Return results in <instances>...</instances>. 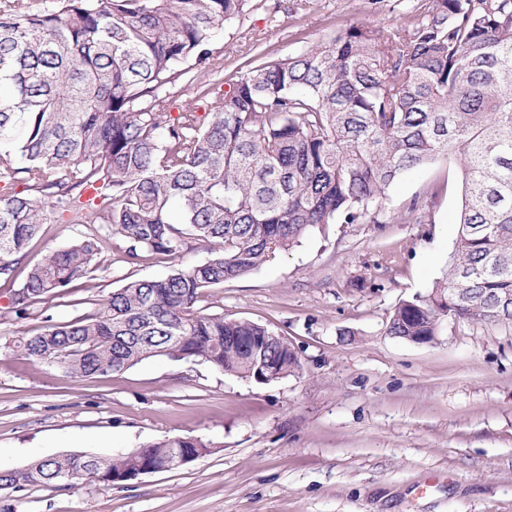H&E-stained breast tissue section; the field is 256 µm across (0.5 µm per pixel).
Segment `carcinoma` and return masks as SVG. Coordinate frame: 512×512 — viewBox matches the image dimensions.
I'll use <instances>...</instances> for the list:
<instances>
[{"label":"carcinoma","instance_id":"carcinoma-1","mask_svg":"<svg viewBox=\"0 0 512 512\" xmlns=\"http://www.w3.org/2000/svg\"><path fill=\"white\" fill-rule=\"evenodd\" d=\"M250 0H0V277L41 226L105 224L143 254L209 245L203 264L133 280L94 311L23 341L78 377L162 356L256 379L297 371L275 332L198 303L326 224L384 223L406 172L463 165L457 238L432 288L402 301L392 336H436L443 319L512 322V0H410L397 30L351 24L300 54L206 87L205 115L172 114L170 89L212 71V45ZM24 189L17 190L18 184ZM90 234L32 265L10 305L25 311L101 263ZM203 442L145 445L159 471ZM125 454L66 453L0 474V489L98 482Z\"/></svg>","mask_w":512,"mask_h":512}]
</instances>
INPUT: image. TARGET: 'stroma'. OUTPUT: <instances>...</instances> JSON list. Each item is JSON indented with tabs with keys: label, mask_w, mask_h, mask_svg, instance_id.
<instances>
[{
	"label": "stroma",
	"mask_w": 512,
	"mask_h": 512,
	"mask_svg": "<svg viewBox=\"0 0 512 512\" xmlns=\"http://www.w3.org/2000/svg\"><path fill=\"white\" fill-rule=\"evenodd\" d=\"M404 0H250L214 39V64L237 77L257 52L299 54L337 27L398 28ZM433 202L422 222L400 215ZM462 173L439 160L402 177L383 224H331L202 305L284 336L301 368L260 384L209 363L145 360L76 377L20 344L98 308L131 280L208 260L127 263L112 236L100 268L60 297L8 307L25 271L90 232L46 224L10 279L0 278V470L62 453H127L169 437L207 446L194 461L125 486L0 489V512H512V323L443 320L430 344L392 336L395 308L442 277L457 236Z\"/></svg>",
	"instance_id": "obj_1"
}]
</instances>
